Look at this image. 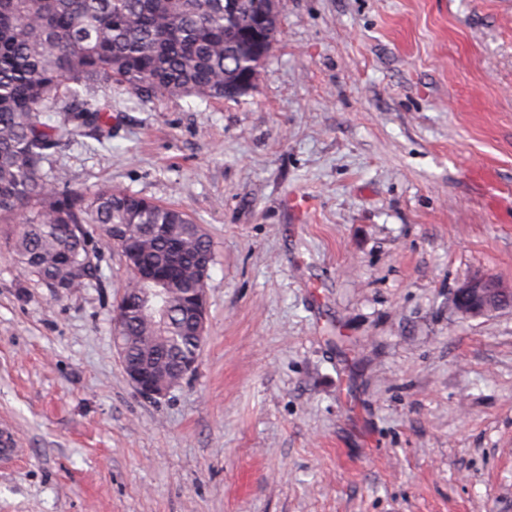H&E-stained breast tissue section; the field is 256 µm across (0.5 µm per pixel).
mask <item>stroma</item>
Wrapping results in <instances>:
<instances>
[{
	"label": "stroma",
	"mask_w": 512,
	"mask_h": 512,
	"mask_svg": "<svg viewBox=\"0 0 512 512\" xmlns=\"http://www.w3.org/2000/svg\"><path fill=\"white\" fill-rule=\"evenodd\" d=\"M234 100L98 84L112 136L53 154L209 234L195 371L140 394L113 345L128 279L52 295L0 220V512H512V0H279ZM511 294V296H510ZM495 295L501 299L495 300ZM512 288L485 273L467 274L454 293L462 318H475L512 307Z\"/></svg>",
	"instance_id": "stroma-1"
}]
</instances>
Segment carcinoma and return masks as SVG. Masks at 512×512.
I'll return each mask as SVG.
<instances>
[{
	"label": "carcinoma",
	"instance_id": "1",
	"mask_svg": "<svg viewBox=\"0 0 512 512\" xmlns=\"http://www.w3.org/2000/svg\"><path fill=\"white\" fill-rule=\"evenodd\" d=\"M224 0H0V215L21 214L13 254L24 272L55 290L91 280L93 232L110 244L114 224H173L178 248L155 232L136 236L140 262L170 280L129 277L124 295L168 289L167 320L122 318L125 360L170 364L200 356L182 289L203 288L198 259L214 256L206 231L184 212L126 189L86 193L65 186L51 150L80 128L110 137L109 107L71 109L60 126L42 113L80 90L112 80L151 100L160 95L236 99L256 83L272 44L240 34L250 7Z\"/></svg>",
	"mask_w": 512,
	"mask_h": 512
}]
</instances>
